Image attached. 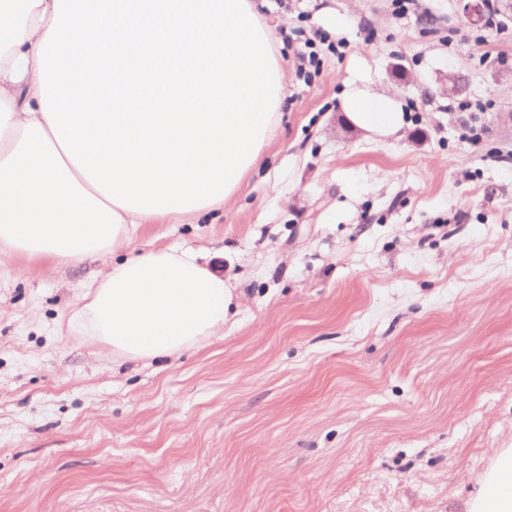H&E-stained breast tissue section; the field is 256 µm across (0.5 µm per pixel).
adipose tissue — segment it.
<instances>
[{
  "instance_id": "ef3b65f1",
  "label": "adipose tissue",
  "mask_w": 512,
  "mask_h": 512,
  "mask_svg": "<svg viewBox=\"0 0 512 512\" xmlns=\"http://www.w3.org/2000/svg\"><path fill=\"white\" fill-rule=\"evenodd\" d=\"M274 33L253 0H0V254L79 264L120 254L70 329L131 361L222 335L233 287L191 248H131L142 225L223 210L285 102ZM348 123L389 136L370 88ZM468 512H512V448Z\"/></svg>"
}]
</instances>
